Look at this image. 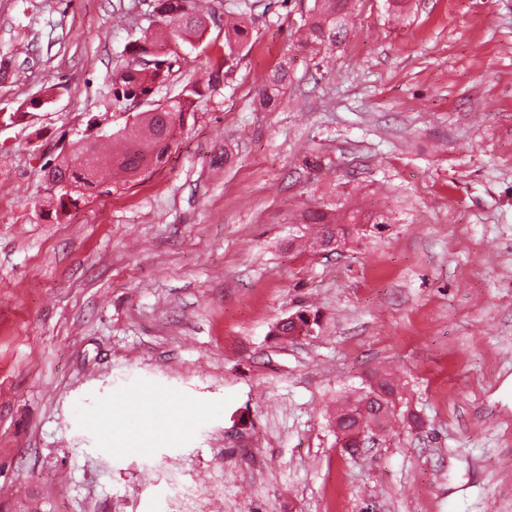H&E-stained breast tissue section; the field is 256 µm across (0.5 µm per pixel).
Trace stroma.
<instances>
[{
    "label": "stroma",
    "mask_w": 512,
    "mask_h": 512,
    "mask_svg": "<svg viewBox=\"0 0 512 512\" xmlns=\"http://www.w3.org/2000/svg\"><path fill=\"white\" fill-rule=\"evenodd\" d=\"M209 2L233 67L222 27L180 45L155 99L220 80L166 164L59 224L46 165L124 124L153 0H0V110L58 88L0 126V512H512V0H356L303 47L313 0ZM339 202L388 221L305 248ZM383 369L397 419L349 454L336 401ZM247 34V28L243 21H224V39L225 48H227V51L224 54V66L227 65L228 68L233 66V61L235 60L234 55L236 53V47L240 46L243 42L247 40V37L245 36ZM288 73L287 64H283L279 67L269 79H266L261 87L262 99L268 105H277L280 103V97L282 94L283 82Z\"/></svg>",
    "instance_id": "35a3bbf8"
}]
</instances>
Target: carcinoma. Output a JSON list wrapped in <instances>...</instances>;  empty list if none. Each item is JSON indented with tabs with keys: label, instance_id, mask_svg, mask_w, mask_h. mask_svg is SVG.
<instances>
[{
	"label": "carcinoma",
	"instance_id": "carcinoma-1",
	"mask_svg": "<svg viewBox=\"0 0 512 512\" xmlns=\"http://www.w3.org/2000/svg\"><path fill=\"white\" fill-rule=\"evenodd\" d=\"M349 0H315L313 14L303 23L304 42L333 45L342 41L347 32ZM160 36L143 35L127 46L129 59L112 73V107L126 110L134 101L148 99L156 85L165 82L172 71L173 61L165 48L171 44L191 43L203 38L211 15L198 5V0H156L154 6ZM224 64L235 60L236 47L247 40V28L239 20L224 22ZM288 66L283 64L262 87L264 102L280 103L283 82ZM220 79L219 73L210 72L207 84L194 80L182 86L174 96L153 105L151 111L135 112L132 120L119 129L105 133L112 140V155L104 158L97 144H82L73 150L72 158H63L48 169L53 178L67 184L68 189L56 192V216L66 214L71 206L88 202L90 189L104 188L107 180L117 184V178H144L151 170L165 162L171 146L183 132L189 118L195 116L197 105L204 96L203 89L212 87ZM346 224L342 231H359L362 223L358 213L332 214L315 209L308 211L305 223L320 225L318 234L324 239L339 223ZM365 395L347 399L336 408V435L341 447H356L359 433L373 425L382 427L394 415L393 400L382 399L363 403ZM364 410H359L360 404Z\"/></svg>",
	"mask_w": 512,
	"mask_h": 512
}]
</instances>
